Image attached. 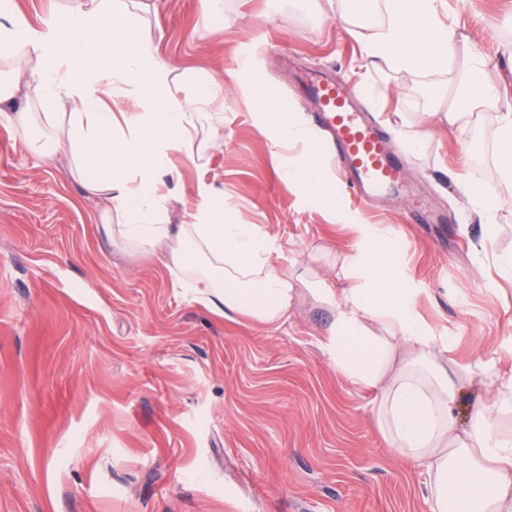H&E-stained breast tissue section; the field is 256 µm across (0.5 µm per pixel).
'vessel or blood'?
I'll return each mask as SVG.
<instances>
[{
  "instance_id": "vessel-or-blood-1",
  "label": "vessel or blood",
  "mask_w": 512,
  "mask_h": 512,
  "mask_svg": "<svg viewBox=\"0 0 512 512\" xmlns=\"http://www.w3.org/2000/svg\"><path fill=\"white\" fill-rule=\"evenodd\" d=\"M306 86L313 120L325 131L352 193L370 201L399 184L408 159L377 121L357 110L358 90L315 75Z\"/></svg>"
}]
</instances>
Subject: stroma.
Returning <instances> with one entry per match:
<instances>
[{"mask_svg": "<svg viewBox=\"0 0 512 512\" xmlns=\"http://www.w3.org/2000/svg\"><path fill=\"white\" fill-rule=\"evenodd\" d=\"M140 37L175 80L224 87V121L201 127L205 160L173 154L170 221L206 184L230 198L232 221L275 238L273 262L347 282L336 256L355 224L389 228L416 308L462 387L460 421L512 380V205L489 214L466 185L500 196L493 161L499 107L448 128V72L367 68L360 44L325 19L328 0H146ZM467 48L512 87V0H448ZM256 65L238 69L241 51ZM361 85L409 154L402 186L376 208L337 187L338 211L281 176L283 157L255 116V93L308 119L300 80ZM100 202L65 156L29 149L0 123V512H429L426 470L381 433L373 392L339 375L322 340L329 309L299 290L280 327L216 315L186 300L160 257L106 238Z\"/></svg>", "mask_w": 512, "mask_h": 512, "instance_id": "35a3bbf8", "label": "stroma"}]
</instances>
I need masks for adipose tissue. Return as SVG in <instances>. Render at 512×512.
<instances>
[{"label": "adipose tissue", "mask_w": 512, "mask_h": 512, "mask_svg": "<svg viewBox=\"0 0 512 512\" xmlns=\"http://www.w3.org/2000/svg\"><path fill=\"white\" fill-rule=\"evenodd\" d=\"M444 5L383 0V20L368 23L370 0H343L333 18L360 42L372 66L409 75L457 73L459 93L444 113L453 125L512 95L486 77L480 53L460 57L457 29L441 18ZM141 25L134 0H77L37 26L23 18L17 0H0V45L9 47L12 64L11 77L0 78L8 121L32 148L69 157L84 189L103 204L105 235L162 252L191 301L223 317L278 327L297 285L308 288L335 311L325 347L337 373L374 391L382 432L426 469L431 512H512V433L495 423L496 413L512 411V402L476 404L468 423H459L460 382L419 318L416 292L404 286L394 241L382 228L354 225V248L339 258L352 283L338 292L313 272L295 274L274 264L276 240L257 225L225 222L224 205L209 187H199L198 203L183 223H169L165 161L176 152L205 156L206 146L193 133L198 125L223 122V113L209 109L221 88L207 78L172 79L171 65L140 40ZM24 92L42 102L67 94L78 110L48 130L32 113L14 111ZM128 95L138 110L113 112ZM256 103L265 130L289 153L282 168L286 184L335 207V186L310 131L265 96ZM190 253L199 255V264H188Z\"/></svg>", "instance_id": "ef3b65f1"}]
</instances>
